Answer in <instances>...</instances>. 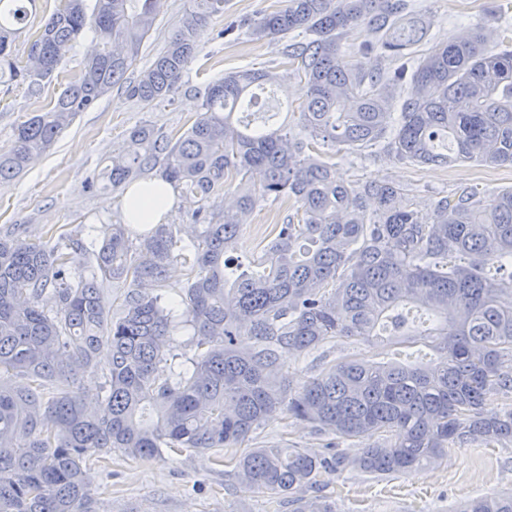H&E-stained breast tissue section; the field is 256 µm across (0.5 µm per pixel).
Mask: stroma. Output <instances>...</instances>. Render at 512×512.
Segmentation results:
<instances>
[{
    "label": "stroma",
    "mask_w": 512,
    "mask_h": 512,
    "mask_svg": "<svg viewBox=\"0 0 512 512\" xmlns=\"http://www.w3.org/2000/svg\"><path fill=\"white\" fill-rule=\"evenodd\" d=\"M416 7L434 20L430 38L435 42L473 25L495 37L505 22H512V0H415ZM284 0H226L223 15L214 17L202 46L189 64L182 86L162 102L146 107L113 88L88 111L79 113L51 150L35 160L17 180L0 183V236L48 239L78 234L89 227L124 223L123 195L102 186L88 187L113 153L125 144L127 132L150 121L171 137H179L200 110L199 91L225 73L246 67L271 68L282 61V46L247 37L230 42L220 33L227 22L249 19L282 7ZM187 0H162L156 27L144 44L127 80L138 79L164 47L177 26ZM91 51L83 40L67 54L57 80L47 84L40 98H28L26 88L0 85V150L7 149L17 125L44 109L79 71ZM336 175L344 181L394 183L413 196L422 214H429L435 197L460 186L492 193L512 187V167H488L476 162L451 167L408 165L384 149L336 157ZM287 203L255 211L243 230L236 254L242 262L256 260L272 225L286 221ZM369 346L341 338L288 362L293 388H300L317 373L320 358L342 361L370 357ZM284 440L322 455L327 437L280 412L255 433V445ZM94 495L99 512H289L273 496L240 489L212 453H163L155 458H132L115 452L90 459ZM321 495L336 503V512H453L465 500L512 493V447L450 450L438 464L394 477L366 473L343 474L321 488Z\"/></svg>",
    "instance_id": "obj_1"
}]
</instances>
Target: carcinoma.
Here are the masks:
<instances>
[{
    "label": "carcinoma",
    "instance_id": "carcinoma-1",
    "mask_svg": "<svg viewBox=\"0 0 512 512\" xmlns=\"http://www.w3.org/2000/svg\"><path fill=\"white\" fill-rule=\"evenodd\" d=\"M35 2L0 0V84L25 85L37 99L80 40L92 37L96 49L49 108L16 128L0 152V182L123 82L161 0H60L22 66L16 40ZM188 2L127 86L130 99L149 106L176 92L210 20L224 15L225 0ZM361 25L371 41L343 49ZM431 26L408 0H286L231 24L222 36L243 27L283 44V70L244 68L209 83L178 138L143 121L103 172L114 191L151 173L170 183L197 203L194 238L156 224L135 245L125 225L105 224L90 266L79 238H0V512H98L94 452H222L240 488L284 499L290 512H336L328 497L303 492L346 471L430 467L450 448L512 447V406L482 409L490 391L512 402V289L490 274L512 267V187L460 186L426 218L407 190L339 182L332 163L383 142L404 164L512 167V36L493 49L476 26L421 51ZM370 51L384 63L375 71L363 62ZM288 77L304 86L295 129L273 123L251 92ZM284 200L288 223L243 266L236 238L256 209ZM178 260L187 284L175 304L166 274ZM114 283L122 291L112 314L103 291ZM185 326L194 355L165 374ZM410 336L437 359L387 360ZM338 337L373 346V358L324 361L307 385L290 387L288 360ZM103 343L112 363L93 401L81 378ZM282 410L338 443L378 441L353 458L289 443L237 452ZM459 512H512V495L474 498Z\"/></svg>",
    "mask_w": 512,
    "mask_h": 512
}]
</instances>
